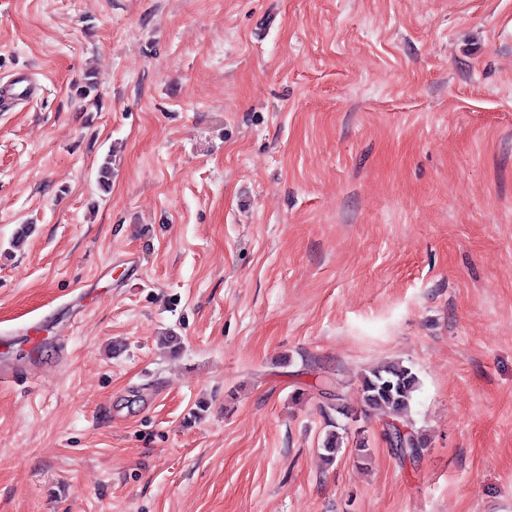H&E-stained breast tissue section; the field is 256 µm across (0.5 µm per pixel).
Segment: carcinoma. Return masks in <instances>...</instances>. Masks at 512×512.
<instances>
[{"label":"carcinoma","mask_w":512,"mask_h":512,"mask_svg":"<svg viewBox=\"0 0 512 512\" xmlns=\"http://www.w3.org/2000/svg\"><path fill=\"white\" fill-rule=\"evenodd\" d=\"M419 380L408 367L389 364L377 367L362 380V399L366 407L386 418L395 440L389 442L394 455L402 460L417 461L424 451V440L408 418L414 392ZM339 425L329 430L323 441V460L331 464L341 448Z\"/></svg>","instance_id":"obj_1"}]
</instances>
